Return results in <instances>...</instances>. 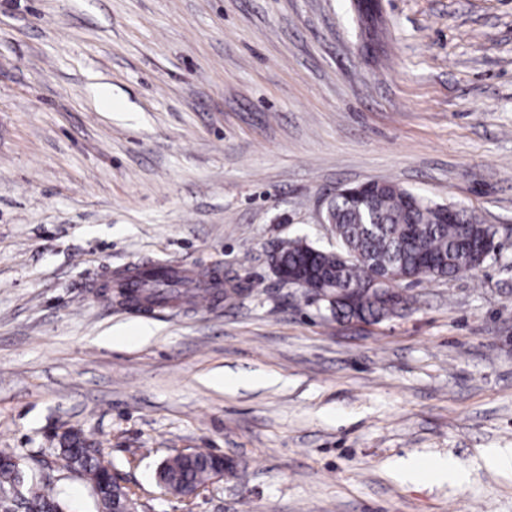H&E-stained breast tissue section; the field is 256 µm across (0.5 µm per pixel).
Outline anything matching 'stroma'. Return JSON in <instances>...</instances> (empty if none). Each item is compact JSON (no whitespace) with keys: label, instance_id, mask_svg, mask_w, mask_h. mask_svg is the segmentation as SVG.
I'll list each match as a JSON object with an SVG mask.
<instances>
[{"label":"stroma","instance_id":"35a3bbf8","mask_svg":"<svg viewBox=\"0 0 512 512\" xmlns=\"http://www.w3.org/2000/svg\"><path fill=\"white\" fill-rule=\"evenodd\" d=\"M381 9L373 51L350 0H0V451L70 512L96 508L52 462L68 430L144 512H512L484 456L512 449V0ZM372 180L473 210L499 258L405 284L403 315L329 318L267 254L335 247L326 201ZM157 262L254 289L102 292ZM192 450L235 469L180 500L156 471Z\"/></svg>","mask_w":512,"mask_h":512}]
</instances>
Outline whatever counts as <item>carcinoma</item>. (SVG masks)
<instances>
[{
	"mask_svg": "<svg viewBox=\"0 0 512 512\" xmlns=\"http://www.w3.org/2000/svg\"><path fill=\"white\" fill-rule=\"evenodd\" d=\"M364 204L358 206L344 193L335 195L327 205L336 235V250L316 247L303 238L288 241L281 250V261L291 271L305 276L319 274L328 282L342 288L366 284L370 274L395 272L406 281L430 277H447L476 268V259L460 248L462 240L472 238L493 244V226L466 212L456 221L444 222L445 205L435 203L395 183L374 184L364 190ZM430 257L435 268L419 273L423 256ZM252 288L248 280H233L219 289L212 288L197 294L211 304L221 298L239 296ZM364 318L377 322L396 316L387 300L377 294L367 297L359 306ZM214 454L199 450L191 458L175 455L168 459L160 479L171 489L192 493L209 480V468ZM72 466L83 469L97 487L98 512H112V481L101 478L112 470L99 449L81 446L71 455ZM29 512L47 508H68L66 492L51 483L41 482L33 487L31 500L25 503Z\"/></svg>",
	"mask_w": 512,
	"mask_h": 512,
	"instance_id": "obj_1",
	"label": "carcinoma"
}]
</instances>
